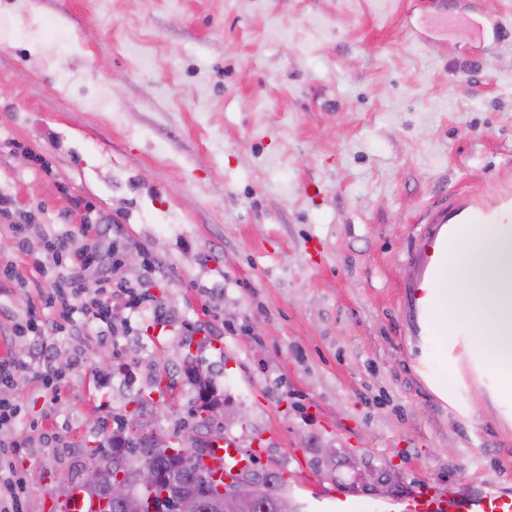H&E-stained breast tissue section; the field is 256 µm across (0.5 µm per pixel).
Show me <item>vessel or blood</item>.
Wrapping results in <instances>:
<instances>
[{
    "label": "vessel or blood",
    "mask_w": 512,
    "mask_h": 512,
    "mask_svg": "<svg viewBox=\"0 0 512 512\" xmlns=\"http://www.w3.org/2000/svg\"><path fill=\"white\" fill-rule=\"evenodd\" d=\"M425 231L412 260L417 268L409 284L407 301L413 314L414 329L422 335L431 333L434 288L443 275L449 250L459 246L458 225L469 224L479 229L493 224L512 223V185L502 184L493 194L457 193L433 201L424 211ZM449 361H461L468 381L487 377L490 365L482 356L466 352L463 338L449 339L446 347ZM246 454L233 436L218 439L210 462L213 469L233 478L234 470L245 464ZM325 512H366L363 502L331 489L316 493ZM402 512H512V492L489 486L459 497L454 492L407 493L400 504ZM65 512H101L99 500L78 485L71 486L64 499Z\"/></svg>",
    "instance_id": "b4317fda"
}]
</instances>
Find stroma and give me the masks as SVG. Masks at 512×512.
Segmentation results:
<instances>
[{"instance_id":"stroma-1","label":"stroma","mask_w":512,"mask_h":512,"mask_svg":"<svg viewBox=\"0 0 512 512\" xmlns=\"http://www.w3.org/2000/svg\"><path fill=\"white\" fill-rule=\"evenodd\" d=\"M453 12L448 30L430 14ZM512 181V0H0V325L39 303L43 233L106 224L152 311L72 329L56 399L23 377L14 459L49 512L117 419L258 443L293 499L512 489L500 377L465 414L420 371L405 286L425 206ZM32 230L26 252L13 225ZM202 367L219 407L186 370ZM146 396L140 410L131 401Z\"/></svg>"}]
</instances>
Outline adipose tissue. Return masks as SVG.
<instances>
[{
	"label": "adipose tissue",
	"mask_w": 512,
	"mask_h": 512,
	"mask_svg": "<svg viewBox=\"0 0 512 512\" xmlns=\"http://www.w3.org/2000/svg\"><path fill=\"white\" fill-rule=\"evenodd\" d=\"M459 235L464 246L449 252L447 275L435 292L437 328H465L473 348L496 367L502 395L512 397V291L503 296L491 286L512 278V225L477 230L463 224Z\"/></svg>",
	"instance_id": "ef3b65f1"
}]
</instances>
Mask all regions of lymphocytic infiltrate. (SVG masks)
Instances as JSON below:
<instances>
[{
	"mask_svg": "<svg viewBox=\"0 0 512 512\" xmlns=\"http://www.w3.org/2000/svg\"><path fill=\"white\" fill-rule=\"evenodd\" d=\"M92 224L72 225L46 236L43 261L37 262L39 272H51V288L41 299L40 306L30 307L12 324L14 336L28 338L31 352L27 359L0 360V392L17 385L22 374L39 380L47 395L60 392L59 373L53 367L55 340L65 330L66 322L79 319L83 328L95 336H108L112 329V296L124 293V286L115 285L112 275L115 264L110 253L93 250L91 245H78V238L93 232ZM99 274L97 299L72 306L82 286V277L88 270ZM58 310L57 321H47L43 310ZM22 447L21 441L0 440V512H23V498L28 491L25 477L19 473L13 459Z\"/></svg>",
	"mask_w": 512,
	"mask_h": 512,
	"instance_id": "f902f5d3",
	"label": "lymphocytic infiltrate"
}]
</instances>
